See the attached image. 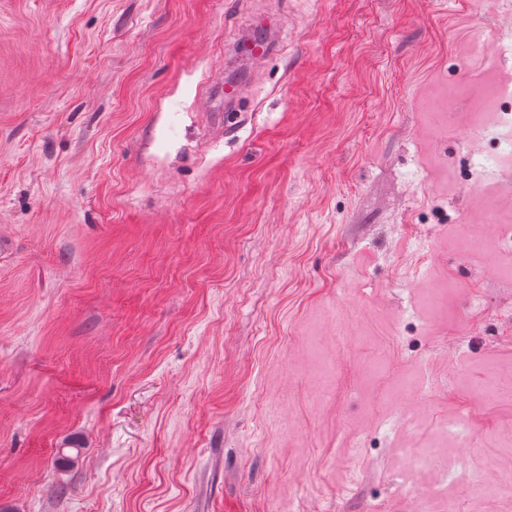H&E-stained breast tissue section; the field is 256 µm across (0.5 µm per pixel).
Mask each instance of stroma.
Segmentation results:
<instances>
[{
  "label": "stroma",
  "instance_id": "35a3bbf8",
  "mask_svg": "<svg viewBox=\"0 0 512 512\" xmlns=\"http://www.w3.org/2000/svg\"><path fill=\"white\" fill-rule=\"evenodd\" d=\"M503 9L0 0V507L512 512V251L432 106Z\"/></svg>",
  "mask_w": 512,
  "mask_h": 512
}]
</instances>
